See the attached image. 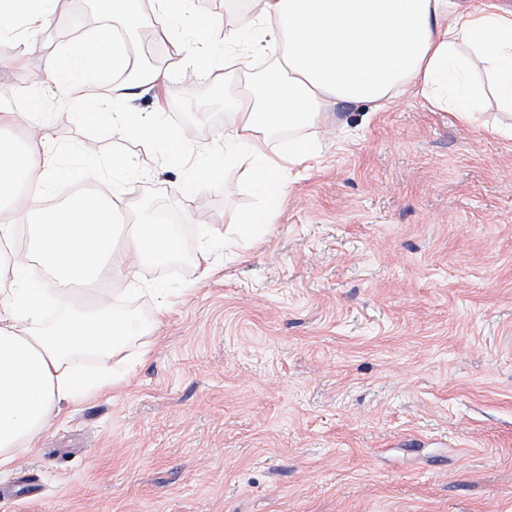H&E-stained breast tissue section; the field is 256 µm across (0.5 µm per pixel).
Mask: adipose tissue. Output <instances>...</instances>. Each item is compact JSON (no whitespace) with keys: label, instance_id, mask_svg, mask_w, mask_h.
Instances as JSON below:
<instances>
[{"label":"adipose tissue","instance_id":"ef3b65f1","mask_svg":"<svg viewBox=\"0 0 512 512\" xmlns=\"http://www.w3.org/2000/svg\"><path fill=\"white\" fill-rule=\"evenodd\" d=\"M225 0L237 15L232 39H219L221 22L195 8V0H154L157 29L191 67L197 56L223 45L247 57L272 43L286 52L279 67L266 73L261 89L237 99L224 121V150L207 154L203 174L222 166H246L260 201L253 213L236 220L240 232L274 223L287 193L290 167L314 157L311 139H284L270 146L274 130L310 128L322 112L340 104L378 108L409 92L425 104L455 113L468 125L479 123L485 97L512 112V6L483 0L473 7L457 0ZM60 0H0V36L24 23L37 33L53 22ZM121 44L106 28L72 51L67 64L47 58L41 79L56 88L96 83L107 69L125 68ZM154 70L120 86L115 97L96 95L74 101L88 123L142 141L169 169L183 167L187 142L162 113L143 117L121 108L130 91L164 83ZM30 112L0 114V468L14 463L20 450L34 447L60 414L61 405L111 384L112 370L80 367L77 356L111 358L135 329L114 311L109 298L94 293L89 305L77 303L55 320L45 310L64 298L72 283H97L105 271L127 273L138 259L170 256L178 243L173 225L146 219L129 246L116 252L114 218L125 205L123 187L141 173L131 159L112 162V191L95 200L73 193L55 207L39 204L52 180L65 171L44 130L45 101L34 95ZM33 217L24 262L9 261L7 250L17 218ZM46 272L32 284V266Z\"/></svg>","mask_w":512,"mask_h":512}]
</instances>
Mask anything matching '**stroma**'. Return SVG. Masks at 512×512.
Here are the masks:
<instances>
[{
    "mask_svg": "<svg viewBox=\"0 0 512 512\" xmlns=\"http://www.w3.org/2000/svg\"><path fill=\"white\" fill-rule=\"evenodd\" d=\"M154 27L149 4L135 35L97 0H61L37 38L0 41V112L27 90L31 55L107 28L168 73L131 108H163L169 125L193 123L191 150H220L214 94L246 93L280 47L186 70ZM123 82L111 71L50 104L68 169L52 194L109 193L113 157H135L123 223L165 210L191 241L136 278L101 276L141 329L112 359L126 377L63 405L0 470V512H512V140L488 130L512 118L490 100L466 126L410 96L326 112L320 153L244 242L229 223L259 207L244 168L187 179L69 106Z\"/></svg>",
    "mask_w": 512,
    "mask_h": 512,
    "instance_id": "stroma-1",
    "label": "stroma"
}]
</instances>
